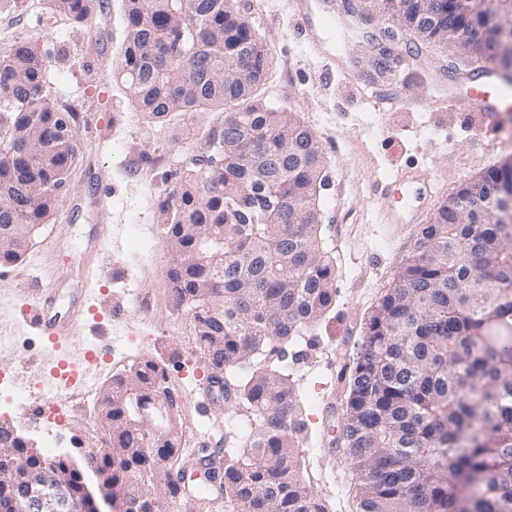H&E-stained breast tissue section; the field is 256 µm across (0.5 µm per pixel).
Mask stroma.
<instances>
[{"instance_id": "1", "label": "stroma", "mask_w": 512, "mask_h": 512, "mask_svg": "<svg viewBox=\"0 0 512 512\" xmlns=\"http://www.w3.org/2000/svg\"><path fill=\"white\" fill-rule=\"evenodd\" d=\"M265 45L270 69L257 91L263 102L284 108L318 136L327 185L319 194L321 238L335 266L332 309L295 337L288 350V372L313 430L298 438L295 453L302 478L318 494L327 512H356L359 479L332 437L344 423L349 380L366 324L381 297L413 251L416 224H380L385 201L371 187L393 166L432 168L441 188L440 202L491 168L512 159V112L500 113L493 141L480 142L475 116L463 102L476 62L431 47L420 62L404 63L406 42L394 44L385 77L370 74L363 59L371 41L339 24L328 41L361 86H393L406 100L403 108L375 109L354 98L341 77L304 52L285 0H238ZM120 0H100L86 27L74 29L52 12L46 0H29L14 20L0 19V48L43 31L51 41L37 42L50 75V93L77 110L79 152L59 204L48 223L39 225L16 262L0 265V367L25 359L12 377L25 390L48 377L58 358L78 364L83 342L107 336L115 347L112 361L90 384L91 393L74 407L57 431L61 452L75 444L101 445L98 399L113 377L142 360L166 371L180 403L178 423L185 449L242 447L248 431L238 426L245 408L206 401L204 353L196 345L191 320L174 310L164 286L171 263L158 203L176 183L192 156L200 152V132L219 125L214 112H196L162 121L137 111L124 87L113 79L120 61ZM446 99L438 111L423 112L420 101ZM397 136L399 150L388 139ZM101 170L112 195V221L99 225L93 211L73 212L76 191L88 190L87 166ZM100 228L105 245L100 262L112 274L93 303L101 320H88L62 354L46 349L23 324L21 308L32 288L69 280L83 240Z\"/></svg>"}]
</instances>
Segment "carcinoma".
<instances>
[{
  "instance_id": "1",
  "label": "carcinoma",
  "mask_w": 512,
  "mask_h": 512,
  "mask_svg": "<svg viewBox=\"0 0 512 512\" xmlns=\"http://www.w3.org/2000/svg\"><path fill=\"white\" fill-rule=\"evenodd\" d=\"M401 14L392 35H413L407 52L442 39L420 16L431 8L448 32L450 51L495 62L512 37V13L487 29L473 14L456 15L455 0H379ZM75 24L98 0H47ZM124 38L116 75L137 108L153 120L176 113L219 112L199 158L159 203L166 240L180 254L165 276L173 307L192 319L207 356V379L224 380V401L251 409L257 426L246 446L204 474L198 498L218 484L228 512H326L302 479L294 448L306 424L289 374L288 345L333 305L334 265L323 249L315 189L324 185L315 133L255 91L269 57L235 0H124ZM186 17L185 54L170 51L171 29ZM44 60L29 41L0 49V264L18 260L32 228L57 207L78 145L54 128L75 111L46 91ZM258 148L272 161L257 188L233 151ZM224 153H219V149ZM512 188V167L489 170L455 193L469 211L441 205L422 225L394 287L367 323L342 432L359 477V512H464L459 481L482 479L469 512H512V226L482 202L488 184ZM224 231V278L193 261L201 237ZM288 252L286 268L272 256ZM221 317L198 309L207 300ZM167 377L146 360L112 379L100 397L102 446L67 463L24 449L0 427V509L13 512L25 485L44 470L73 488L67 512H83L89 475L125 498L126 512H171L180 477L173 465L181 436L155 435L137 422L131 402L149 410ZM26 454L27 470L14 468Z\"/></svg>"
}]
</instances>
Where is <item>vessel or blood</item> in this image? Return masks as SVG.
Wrapping results in <instances>:
<instances>
[{
	"label": "vessel or blood",
	"mask_w": 512,
	"mask_h": 512,
	"mask_svg": "<svg viewBox=\"0 0 512 512\" xmlns=\"http://www.w3.org/2000/svg\"><path fill=\"white\" fill-rule=\"evenodd\" d=\"M293 26L300 34L310 53L325 61L327 66L343 69L344 63L339 56L324 49V29L332 28L335 20L330 12L314 14L313 0H291ZM486 83L476 85L465 104L471 111L477 112L480 121L477 131L481 138H492L496 133L499 113L512 110V85L496 78L494 66H486ZM346 88L353 93L366 97L377 108L397 107L402 99L396 94L377 88L368 90L345 80ZM374 196L386 199L400 197L401 203L383 209L381 219L386 224L417 223L425 210L436 197V182L433 171L426 167H408L396 169L390 177L376 181L372 187ZM104 277V269L98 262V246L87 243L85 257L78 269L77 285L62 290L59 283L53 282L32 290L24 305L27 323L42 338L47 349L58 350L80 324L89 319L94 312L93 306L85 305V292L93 291ZM82 365L59 359L45 381L50 394L69 398L81 393L94 371L99 369L100 359L109 357L110 347L97 342L86 343L83 347Z\"/></svg>",
	"instance_id": "1"
}]
</instances>
